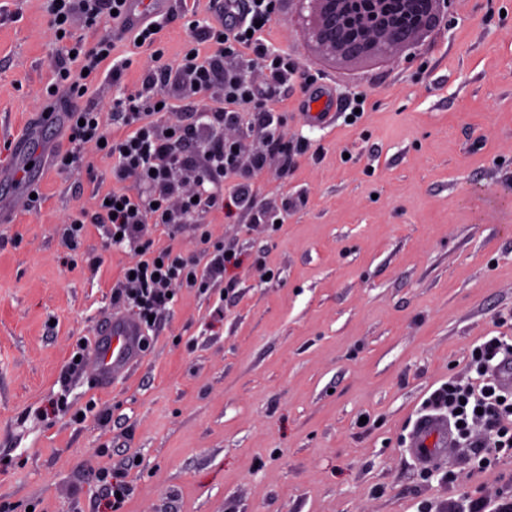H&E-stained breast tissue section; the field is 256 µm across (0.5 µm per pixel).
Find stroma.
<instances>
[{
  "mask_svg": "<svg viewBox=\"0 0 512 512\" xmlns=\"http://www.w3.org/2000/svg\"><path fill=\"white\" fill-rule=\"evenodd\" d=\"M182 4L158 35L170 64L189 41ZM46 6L0 0V167L25 141L46 166L35 207L0 219V512H497L512 499V449L482 447L483 423L433 472L410 448L431 395L476 382L490 338L512 346V0H451L448 28L380 72L326 63L335 98L366 99L353 125H308L300 91L252 70L277 135L309 152L285 176L269 158L255 210L145 227L195 256L209 232L244 262L233 285L178 290L105 389L91 341L129 315L112 292L135 254L94 221L110 160L88 151L57 169L62 120L28 137L55 81ZM298 10L280 0L262 39L319 61ZM66 29L131 59L122 84L90 90L110 113L149 50L106 17ZM77 214L89 225L72 251ZM108 470L129 487L114 509Z\"/></svg>",
  "mask_w": 512,
  "mask_h": 512,
  "instance_id": "obj_1",
  "label": "stroma"
}]
</instances>
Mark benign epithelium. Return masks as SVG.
I'll list each match as a JSON object with an SVG mask.
<instances>
[{
  "mask_svg": "<svg viewBox=\"0 0 512 512\" xmlns=\"http://www.w3.org/2000/svg\"><path fill=\"white\" fill-rule=\"evenodd\" d=\"M307 14L299 24L304 40L327 59L391 60L419 45L417 28L431 5L433 25L442 30L450 0H298Z\"/></svg>",
  "mask_w": 512,
  "mask_h": 512,
  "instance_id": "obj_1",
  "label": "benign epithelium"
}]
</instances>
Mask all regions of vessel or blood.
<instances>
[{
    "label": "vessel or blood",
    "mask_w": 512,
    "mask_h": 512,
    "mask_svg": "<svg viewBox=\"0 0 512 512\" xmlns=\"http://www.w3.org/2000/svg\"><path fill=\"white\" fill-rule=\"evenodd\" d=\"M165 3L166 0H127L124 21L127 26L132 27L157 18L164 14ZM18 155V165L0 171V180L16 185L13 206L21 210L28 203L31 188L39 184L42 171L30 167L27 150H19ZM140 334V328L133 319L113 317L111 327L100 333L97 339V369L100 379L113 380L127 373L138 354ZM450 437L448 424L442 417H421L412 436L416 459L425 465L435 464L442 448L447 447Z\"/></svg>",
    "instance_id": "1"
}]
</instances>
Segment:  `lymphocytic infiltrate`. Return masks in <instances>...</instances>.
Instances as JSON below:
<instances>
[{"instance_id":"lymphocytic-infiltrate-1","label":"lymphocytic infiltrate","mask_w":512,"mask_h":512,"mask_svg":"<svg viewBox=\"0 0 512 512\" xmlns=\"http://www.w3.org/2000/svg\"><path fill=\"white\" fill-rule=\"evenodd\" d=\"M278 0H209V12L221 13V22H210L205 40L212 46L201 56L196 46L186 48L177 64L163 63V52L156 48L157 35L150 27L135 29L143 48L156 60L145 70L137 90L116 98L110 118H103L86 95L101 76L121 82L131 65L130 59L111 53L112 42L101 37L92 45L79 42L58 50L56 79L67 87L79 104L67 113L70 148L56 155L55 163L69 167L76 163L86 144H100L102 153L112 160V187L102 194L98 204L99 221L108 238H121L139 255L131 265V287L118 289L119 302L134 310L142 330H150L152 316L169 304V295L178 288L202 290L210 283L224 280L228 269L239 267V255H227L223 245L215 243L201 256L189 257L160 245L154 239H142L143 225L169 227L188 222L194 213L208 208L231 217L252 208L255 195L252 179L261 173L268 154L281 158L282 172H289L296 156L307 153L305 145L286 146L275 134H268L265 148L256 152L249 169L239 166L238 145L224 136L225 125L241 122L243 114L261 113L266 124H273L274 113L258 101L251 84L239 70L226 68L229 57H244L246 65L263 69L270 82L300 90L308 99L321 95L324 70L312 71L287 55L272 51L261 39L263 26L269 25ZM220 87L222 96L205 102L201 93ZM197 96L189 122L161 127L157 116L172 111L178 100ZM198 142L197 155H186L183 144ZM192 166L199 171V186L194 197L184 198L180 208H172L171 198L180 191L174 173ZM434 404L446 403L456 409L454 427L465 431L468 418L482 414L489 432L497 436L498 447L512 446V390L499 379H481L478 386L448 384L433 397Z\"/></svg>"}]
</instances>
